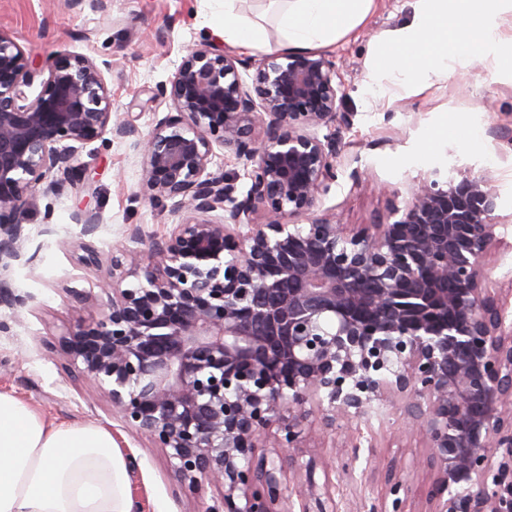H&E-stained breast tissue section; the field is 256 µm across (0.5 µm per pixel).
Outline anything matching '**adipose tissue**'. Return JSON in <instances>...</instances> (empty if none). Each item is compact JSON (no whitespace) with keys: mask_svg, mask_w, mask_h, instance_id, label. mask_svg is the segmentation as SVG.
Listing matches in <instances>:
<instances>
[{"mask_svg":"<svg viewBox=\"0 0 512 512\" xmlns=\"http://www.w3.org/2000/svg\"><path fill=\"white\" fill-rule=\"evenodd\" d=\"M224 0V41L264 47L262 21ZM281 53L316 52L352 35L376 0H268ZM412 21L394 30L373 63L384 73L430 85L467 57L512 59V0H415ZM128 465L112 434L92 425L46 423L26 402L0 391V512H132Z\"/></svg>","mask_w":512,"mask_h":512,"instance_id":"obj_1","label":"adipose tissue"}]
</instances>
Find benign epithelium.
I'll list each match as a JSON object with an SVG mask.
<instances>
[{"mask_svg": "<svg viewBox=\"0 0 512 512\" xmlns=\"http://www.w3.org/2000/svg\"><path fill=\"white\" fill-rule=\"evenodd\" d=\"M107 67H37L0 29V303L27 306L3 275L40 191L82 180L79 150L106 131L136 134L112 118ZM337 77L323 53L189 50L157 90L173 111L136 140L149 200L187 216L160 240L127 229L147 255L112 251L101 315L59 349L184 496L221 490L203 512H294V495L336 512L335 471L295 450L356 448L352 423L385 410L426 452L368 471L416 493L415 512H512V326L488 275L512 215L485 176L433 168L393 191L385 222L298 223L336 182L339 130L318 129L350 124ZM216 145L250 165L245 194L209 171Z\"/></svg>", "mask_w": 512, "mask_h": 512, "instance_id": "1", "label": "benign epithelium"}]
</instances>
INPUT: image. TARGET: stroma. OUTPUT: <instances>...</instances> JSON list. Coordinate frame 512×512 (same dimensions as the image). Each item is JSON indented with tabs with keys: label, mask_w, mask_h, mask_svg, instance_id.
I'll return each mask as SVG.
<instances>
[{
	"label": "stroma",
	"mask_w": 512,
	"mask_h": 512,
	"mask_svg": "<svg viewBox=\"0 0 512 512\" xmlns=\"http://www.w3.org/2000/svg\"><path fill=\"white\" fill-rule=\"evenodd\" d=\"M415 0H378L357 36L338 41L328 53L338 66L343 111L352 116L342 128L337 179L316 212L340 224H373L387 216V188H402L407 178L437 167L489 176L501 196L503 214L512 213V65L479 56L457 66L455 76L419 90L384 78L368 88V70L388 32L412 18ZM222 0H0V28L9 31L34 63L63 54H85L109 62L104 77L112 110L147 137L168 102L154 94L173 76L187 50L202 43L223 46L215 30ZM82 184H63L39 194L25 216V257L6 275L16 293L27 296L23 309L0 305V391L26 401L47 423L95 425L109 430L125 457L136 459L137 493L144 512H195L193 500L180 497L160 449L126 429L107 396L85 379L68 374L55 345L82 317L101 313L99 287L104 269L85 266L80 242L101 257L123 247L145 253V243L129 238V225L162 237L180 223L176 200L152 203L140 186V165L132 139L104 134L86 145ZM99 214L89 237L76 221L83 211ZM76 288L93 305L75 303ZM372 439L358 449L328 454L308 448V457L328 458L349 470L354 484L337 487L338 512H413L414 498L362 475L368 458L389 463L396 447L389 428L373 425Z\"/></svg>",
	"instance_id": "obj_1"
}]
</instances>
